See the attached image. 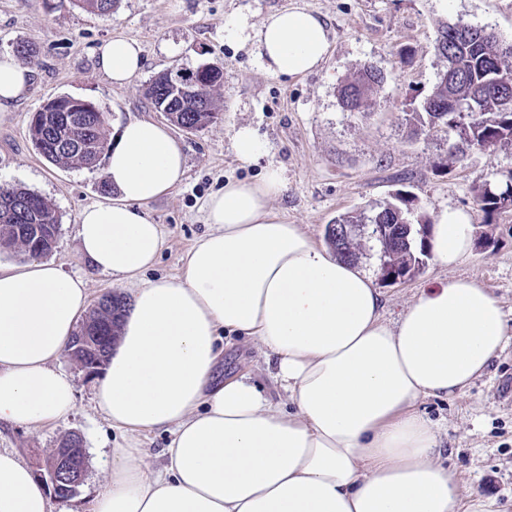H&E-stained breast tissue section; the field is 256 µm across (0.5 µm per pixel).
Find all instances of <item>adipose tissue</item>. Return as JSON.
I'll use <instances>...</instances> for the list:
<instances>
[{
	"mask_svg": "<svg viewBox=\"0 0 512 512\" xmlns=\"http://www.w3.org/2000/svg\"><path fill=\"white\" fill-rule=\"evenodd\" d=\"M254 39L275 75L310 72L329 48L323 19L299 7L266 15ZM97 62L123 86L142 68L141 48L115 37ZM184 166L164 128L129 119L104 171L117 198L78 217L82 258L136 284L94 389L126 444L113 449L89 512H494L441 463L435 426L418 410L461 395L512 335L488 288L454 280L387 320L368 274L271 211L287 189L278 169L227 180L204 203L211 230L188 250L182 276L145 278L163 235L142 207ZM427 243L440 265L461 264L470 215L444 210ZM89 306L84 278L53 262L0 267V423L38 429L73 410V382L57 363ZM226 334L259 344L282 401L245 375L215 384ZM153 430L170 436L159 468L138 443ZM0 512H51L47 485L9 449H0Z\"/></svg>",
	"mask_w": 512,
	"mask_h": 512,
	"instance_id": "adipose-tissue-1",
	"label": "adipose tissue"
}]
</instances>
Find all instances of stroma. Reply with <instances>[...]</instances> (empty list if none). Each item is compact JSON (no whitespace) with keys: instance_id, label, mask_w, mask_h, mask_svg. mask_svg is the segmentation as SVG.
<instances>
[{"instance_id":"stroma-1","label":"stroma","mask_w":512,"mask_h":512,"mask_svg":"<svg viewBox=\"0 0 512 512\" xmlns=\"http://www.w3.org/2000/svg\"><path fill=\"white\" fill-rule=\"evenodd\" d=\"M295 6L323 18L328 54L313 72L276 76L262 66L250 33L268 13ZM457 20L512 42V0H118L109 17L88 13L74 0H0V55L20 41L38 48L25 92L0 112V186L35 191L54 205L61 224L49 258L65 273L85 277L92 301L110 292L131 298V283L89 270L78 254L77 217L103 201V167L50 164L28 136L30 118L48 99L68 94L106 112L109 136L131 118L163 125L166 117L145 97L149 82L167 69L214 62L224 72L215 95L219 118L198 131L171 128L185 154V174L144 208L164 238L148 277L181 275L187 250L211 230L202 205L226 179L256 182L278 167L288 189L272 201V211L320 242L338 215L373 213L400 188L412 192L429 223L445 209H461L472 217L474 236L491 237L489 248L474 247L457 267L441 266L429 255L411 278L380 284L387 319H397L423 290L467 278L488 288L512 320V210L490 221L474 200L475 185L512 174V152L474 150L458 161L444 134L417 136L406 123L407 112L431 93L444 67L434 50L437 28ZM232 22L244 23L246 34L228 36ZM117 36L137 41L144 59L141 73L123 87L113 86L97 67L99 45ZM367 66L385 71L387 81L362 111H346L339 89ZM242 126L252 127L265 144L249 161L240 160L233 146ZM61 367L75 385L73 412L37 430L0 424V448L35 467L62 439L79 435L84 477L69 499L55 501L54 512H85L108 477L113 449L125 440L96 410L94 380L70 359H62ZM242 374L278 397L260 350L227 336L218 375L226 380ZM419 410L437 423L445 462L459 472L464 489L512 512V341L463 395L425 400Z\"/></svg>"}]
</instances>
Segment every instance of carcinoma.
Segmentation results:
<instances>
[{
    "mask_svg": "<svg viewBox=\"0 0 512 512\" xmlns=\"http://www.w3.org/2000/svg\"><path fill=\"white\" fill-rule=\"evenodd\" d=\"M117 0H76L77 6L99 16L112 14ZM459 23L443 22L435 40L436 54L446 65L438 74L433 91L412 112L407 121L414 131H445L454 140L460 155L478 148L497 149V143L512 139V64L491 32L457 39ZM156 76L146 87L145 96L158 112H165L176 127L197 131L215 122L218 112L213 92L221 86L222 75L202 82L200 91L184 101L169 100L163 80ZM387 80L381 69L368 66L341 86L339 99L349 112L361 111L369 96ZM38 130L30 140L48 162L59 167L92 169L108 150L105 137L107 114L102 109L83 113L75 124L66 112H36ZM512 191V184L481 183L474 198L488 220L502 212L497 197ZM416 198L407 190H397L392 200L371 215L344 213L326 228V239L336 255L349 262L358 260L360 227L371 226L369 238L379 245L380 270L399 277L412 276L426 255L429 222L415 218ZM60 216L54 205L41 195L24 188L0 186V239L13 251L35 257L49 254L57 240ZM127 313L126 299L113 295L99 302L82 322L74 338H82L75 351L76 362L90 364L108 360L112 342Z\"/></svg>",
    "mask_w": 512,
    "mask_h": 512,
    "instance_id": "obj_1",
    "label": "carcinoma"
}]
</instances>
